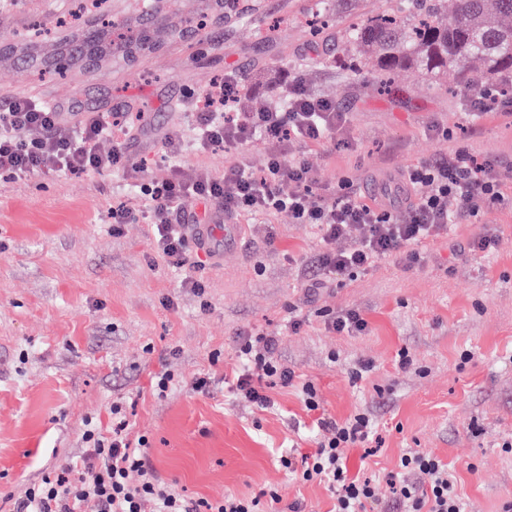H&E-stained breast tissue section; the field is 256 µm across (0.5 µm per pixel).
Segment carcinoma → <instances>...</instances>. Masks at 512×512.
<instances>
[{"label": "carcinoma", "mask_w": 512, "mask_h": 512, "mask_svg": "<svg viewBox=\"0 0 512 512\" xmlns=\"http://www.w3.org/2000/svg\"><path fill=\"white\" fill-rule=\"evenodd\" d=\"M396 14L367 18L344 30L341 63L351 72L370 71L378 82L414 69L441 80L450 75L470 83L494 80L512 95V0H392ZM107 53L122 50L121 24L98 14Z\"/></svg>", "instance_id": "cac0c4a2"}]
</instances>
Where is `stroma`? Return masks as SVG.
Segmentation results:
<instances>
[{
    "instance_id": "35a3bbf8",
    "label": "stroma",
    "mask_w": 512,
    "mask_h": 512,
    "mask_svg": "<svg viewBox=\"0 0 512 512\" xmlns=\"http://www.w3.org/2000/svg\"><path fill=\"white\" fill-rule=\"evenodd\" d=\"M313 0H251L243 15L217 21L210 0H187L207 14L203 40L161 38L153 49L111 63L74 67L67 79L0 62V105L31 95L65 121L89 112L138 120L127 154L148 173L171 166L224 173L244 161L260 172L268 146L253 140L167 157L169 130L189 129L185 104L211 78L233 72L254 100L280 70L301 75L308 89L343 112L339 144L302 148L318 180L337 193L371 194L389 208L401 204L399 174L463 150L478 161H512V112L472 116L465 80L435 82L411 71L380 89L367 73L326 66L340 55L342 28L386 0H363L361 13H337L311 38L302 21ZM72 0H14L0 8V37L26 32L36 21L68 18ZM125 170L79 176H0V512L45 476L81 463L87 422L112 433L121 405L129 439L146 437L149 461L184 497L216 501L259 498L262 512H332L326 483L305 482L282 458L300 463L322 436V416L339 422L369 416L380 443L353 450L350 475L375 479L381 512L393 507L388 473L410 450L449 465L465 512H503L512 503V188L446 236L418 245L419 260L377 261L343 284L309 289L323 250L315 229L281 212L269 225L238 219V240L222 254L194 250L203 292L183 287V274L154 248L146 219L113 233V204L132 200ZM480 236L491 252L469 250ZM302 320L288 330V312ZM357 310L362 332L329 329L324 316ZM277 336L278 358L312 382L318 412L296 387L274 386L272 406L240 402L231 382L240 369L239 335ZM413 361L398 366L400 353ZM363 377L355 372L361 365ZM173 372L166 396L154 376ZM209 376L207 392L190 389Z\"/></svg>"
}]
</instances>
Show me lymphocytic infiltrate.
Returning <instances> with one entry per match:
<instances>
[{"label":"lymphocytic infiltrate","mask_w":512,"mask_h":512,"mask_svg":"<svg viewBox=\"0 0 512 512\" xmlns=\"http://www.w3.org/2000/svg\"><path fill=\"white\" fill-rule=\"evenodd\" d=\"M240 82L225 74L217 90L208 91L190 104V132L171 130L164 141L167 155H180L186 142L196 149L260 139L269 146L262 175L250 173L244 163L224 168L214 177L202 171H175L172 175L142 179V163L124 151L131 126L106 113H93L78 122H64L58 112L34 98H15L0 106V173L22 177L31 174L61 175L123 167L139 175L138 197L155 227V249L173 267L185 270L183 287L202 291L191 273L190 243L185 225L179 224L180 202L193 196L218 205L224 217L272 215L288 212L295 223L317 227L324 250L316 261L312 287L322 282L340 283L354 272L380 259L403 256L414 263L413 245L446 234L451 225L475 216L481 205L500 199L512 181V163L480 164L463 151L408 170L404 183L409 201L393 211L375 198L335 195L321 188L311 168L294 158L297 144L321 145L334 141L343 122L342 113L327 99L308 91L301 76L289 80L279 106L243 112ZM111 140L104 152L99 144ZM242 364L236 376L239 400L258 408L271 398L265 379L292 385L295 375L280 364L276 339L264 333H244L238 343ZM121 406H113L118 422L111 436L88 426L84 439L86 457L79 470H64L45 477L26 491L14 512H258L259 498L227 496L210 502L185 500L174 487L160 481L150 466L146 439L130 441ZM325 436L314 452L303 458L301 480L321 481L333 487V512H368L378 502L372 479L349 476L348 455L373 434L371 419L357 415L343 422L318 419ZM138 481H131V474ZM402 512H464L448 466L430 452H409L399 470L388 478Z\"/></svg>","instance_id":"f902f5d3"}]
</instances>
